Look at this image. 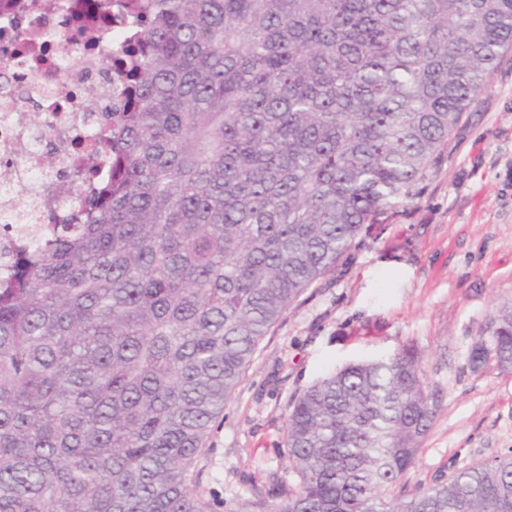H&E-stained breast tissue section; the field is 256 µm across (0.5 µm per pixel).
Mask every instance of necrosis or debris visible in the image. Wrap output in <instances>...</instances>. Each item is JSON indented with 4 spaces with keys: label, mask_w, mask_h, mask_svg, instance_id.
<instances>
[{
    "label": "necrosis or debris",
    "mask_w": 512,
    "mask_h": 512,
    "mask_svg": "<svg viewBox=\"0 0 512 512\" xmlns=\"http://www.w3.org/2000/svg\"><path fill=\"white\" fill-rule=\"evenodd\" d=\"M56 13L42 0H0V62L12 85L0 87V264L27 239V227L65 209L80 186L84 151L99 109L113 98L112 54L127 39L129 23L99 19L101 0H60ZM40 105L54 124L46 148L21 115Z\"/></svg>",
    "instance_id": "obj_1"
}]
</instances>
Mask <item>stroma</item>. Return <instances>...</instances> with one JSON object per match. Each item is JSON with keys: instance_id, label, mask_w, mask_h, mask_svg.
Here are the masks:
<instances>
[{"instance_id": "stroma-1", "label": "stroma", "mask_w": 512, "mask_h": 512, "mask_svg": "<svg viewBox=\"0 0 512 512\" xmlns=\"http://www.w3.org/2000/svg\"><path fill=\"white\" fill-rule=\"evenodd\" d=\"M410 201L366 225L260 342L194 473L214 512L293 484L295 400L343 365L413 346L436 416L408 470L429 487L512 449V370L472 347L512 302V50Z\"/></svg>"}]
</instances>
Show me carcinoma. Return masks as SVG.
I'll return each instance as SVG.
<instances>
[{
    "mask_svg": "<svg viewBox=\"0 0 512 512\" xmlns=\"http://www.w3.org/2000/svg\"><path fill=\"white\" fill-rule=\"evenodd\" d=\"M111 175L0 279V512H212L194 468L268 330L412 186L512 49V0H138ZM27 114L48 142L54 129ZM512 368V304L489 331ZM415 350L294 402L239 512H512V455L408 491Z\"/></svg>",
    "mask_w": 512,
    "mask_h": 512,
    "instance_id": "carcinoma-1",
    "label": "carcinoma"
}]
</instances>
